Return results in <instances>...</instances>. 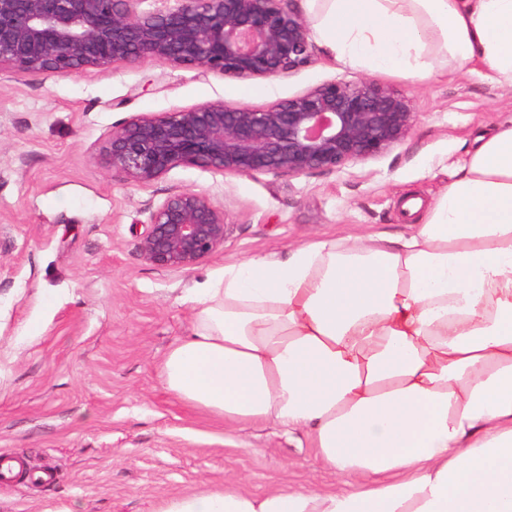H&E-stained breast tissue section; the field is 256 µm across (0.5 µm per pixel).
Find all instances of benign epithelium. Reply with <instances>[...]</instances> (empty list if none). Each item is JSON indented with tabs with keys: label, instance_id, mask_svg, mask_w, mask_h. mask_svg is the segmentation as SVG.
<instances>
[{
	"label": "benign epithelium",
	"instance_id": "benign-epithelium-1",
	"mask_svg": "<svg viewBox=\"0 0 512 512\" xmlns=\"http://www.w3.org/2000/svg\"><path fill=\"white\" fill-rule=\"evenodd\" d=\"M0 0V72L81 74L116 63L190 66L241 80L274 78L313 61L293 0ZM416 121L406 96L375 83L325 82L266 108L209 101L112 128L106 164L128 184L180 166L228 176L332 172L379 157ZM140 250L181 270L224 248V208L204 191L147 203Z\"/></svg>",
	"mask_w": 512,
	"mask_h": 512
}]
</instances>
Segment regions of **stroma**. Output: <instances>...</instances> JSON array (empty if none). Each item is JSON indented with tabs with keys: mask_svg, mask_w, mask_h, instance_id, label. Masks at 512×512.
Listing matches in <instances>:
<instances>
[{
	"mask_svg": "<svg viewBox=\"0 0 512 512\" xmlns=\"http://www.w3.org/2000/svg\"><path fill=\"white\" fill-rule=\"evenodd\" d=\"M371 72L316 50L276 78L122 62L82 74L0 73V453L20 475L0 484V512H159L173 496L290 486L336 477L301 434L239 431L169 393L159 365L189 336L182 297L225 264L285 256L313 240L400 235L409 197L430 202L474 140L512 118V88L476 74ZM404 94L417 121L387 153L336 171L226 176L175 168L144 185L106 168L113 126L221 100L264 108L336 81ZM207 192L224 209V247L165 271L140 255L146 205ZM51 471L49 483L30 474Z\"/></svg>",
	"mask_w": 512,
	"mask_h": 512,
	"instance_id": "1",
	"label": "stroma"
}]
</instances>
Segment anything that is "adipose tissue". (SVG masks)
<instances>
[{"instance_id": "ef3b65f1", "label": "adipose tissue", "mask_w": 512, "mask_h": 512, "mask_svg": "<svg viewBox=\"0 0 512 512\" xmlns=\"http://www.w3.org/2000/svg\"><path fill=\"white\" fill-rule=\"evenodd\" d=\"M342 64L512 88V0H303ZM160 373L245 430L303 432L341 486L239 488L161 512H512V119L467 151L408 234L225 265L186 296Z\"/></svg>"}]
</instances>
